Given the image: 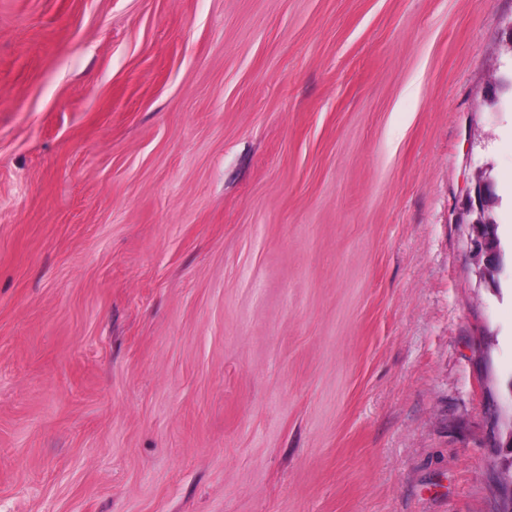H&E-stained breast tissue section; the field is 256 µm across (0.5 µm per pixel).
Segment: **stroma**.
<instances>
[{
    "instance_id": "stroma-1",
    "label": "stroma",
    "mask_w": 512,
    "mask_h": 512,
    "mask_svg": "<svg viewBox=\"0 0 512 512\" xmlns=\"http://www.w3.org/2000/svg\"><path fill=\"white\" fill-rule=\"evenodd\" d=\"M512 0H0V512H507ZM491 184L483 171L476 173L467 199V212L470 220L476 256L484 258L482 274L490 279L499 267L500 251L493 244V225L489 224L488 211L494 205Z\"/></svg>"
}]
</instances>
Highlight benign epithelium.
I'll list each match as a JSON object with an SVG mask.
<instances>
[{
	"label": "benign epithelium",
	"mask_w": 512,
	"mask_h": 512,
	"mask_svg": "<svg viewBox=\"0 0 512 512\" xmlns=\"http://www.w3.org/2000/svg\"><path fill=\"white\" fill-rule=\"evenodd\" d=\"M494 205L491 184L482 171L476 173L467 199V212L471 216L473 241L476 256L484 259L482 274L491 275L499 267L500 251L493 244V225L490 224L488 211Z\"/></svg>",
	"instance_id": "7a95c632"
}]
</instances>
